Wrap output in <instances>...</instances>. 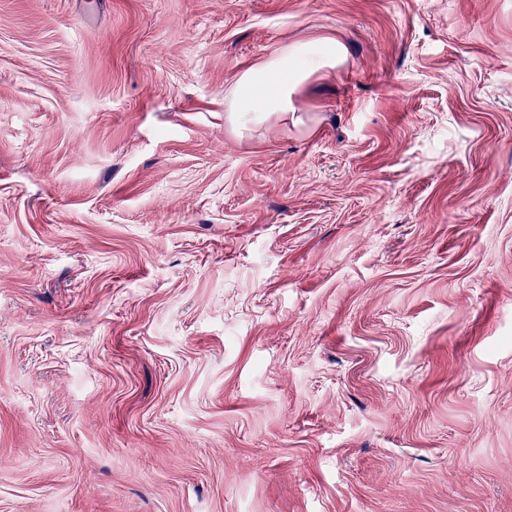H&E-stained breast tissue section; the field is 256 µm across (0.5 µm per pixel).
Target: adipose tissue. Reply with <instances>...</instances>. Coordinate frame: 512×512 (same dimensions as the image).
<instances>
[{
    "mask_svg": "<svg viewBox=\"0 0 512 512\" xmlns=\"http://www.w3.org/2000/svg\"><path fill=\"white\" fill-rule=\"evenodd\" d=\"M342 45L324 41L318 51L292 45L280 50L259 66L246 70L227 102L232 112H288L292 109L295 85L309 73L339 65Z\"/></svg>",
    "mask_w": 512,
    "mask_h": 512,
    "instance_id": "adipose-tissue-1",
    "label": "adipose tissue"
}]
</instances>
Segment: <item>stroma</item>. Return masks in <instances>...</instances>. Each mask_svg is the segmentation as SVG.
<instances>
[{
  "label": "stroma",
  "instance_id": "obj_1",
  "mask_svg": "<svg viewBox=\"0 0 512 512\" xmlns=\"http://www.w3.org/2000/svg\"><path fill=\"white\" fill-rule=\"evenodd\" d=\"M0 512H512V0H0ZM343 56L335 40L322 42L316 52L300 45L285 47L240 76L227 101L228 112H289L295 85L315 70L339 65Z\"/></svg>",
  "mask_w": 512,
  "mask_h": 512
}]
</instances>
